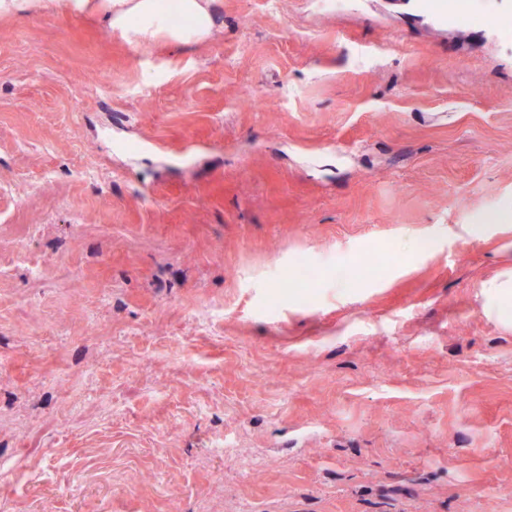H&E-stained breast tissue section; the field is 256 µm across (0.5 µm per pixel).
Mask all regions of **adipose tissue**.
<instances>
[{
    "mask_svg": "<svg viewBox=\"0 0 512 512\" xmlns=\"http://www.w3.org/2000/svg\"><path fill=\"white\" fill-rule=\"evenodd\" d=\"M177 12L189 20V27L162 19L164 0H0V15L29 12L50 14L95 13L108 31H118L139 43L162 33L176 42L200 40L213 27L211 0H174Z\"/></svg>",
    "mask_w": 512,
    "mask_h": 512,
    "instance_id": "ef3b65f1",
    "label": "adipose tissue"
}]
</instances>
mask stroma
I'll return each instance as SVG.
<instances>
[{
	"instance_id": "stroma-1",
	"label": "stroma",
	"mask_w": 512,
	"mask_h": 512,
	"mask_svg": "<svg viewBox=\"0 0 512 512\" xmlns=\"http://www.w3.org/2000/svg\"><path fill=\"white\" fill-rule=\"evenodd\" d=\"M212 11L0 17V512H512V32Z\"/></svg>"
}]
</instances>
